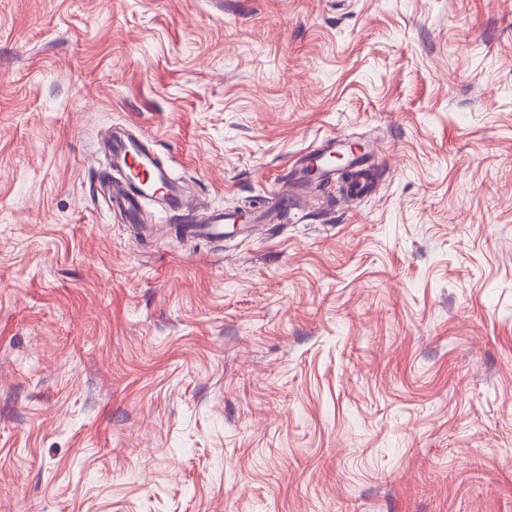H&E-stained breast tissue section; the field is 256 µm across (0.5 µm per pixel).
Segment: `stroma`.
<instances>
[{
    "label": "stroma",
    "instance_id": "1",
    "mask_svg": "<svg viewBox=\"0 0 512 512\" xmlns=\"http://www.w3.org/2000/svg\"><path fill=\"white\" fill-rule=\"evenodd\" d=\"M152 136L248 237L106 202ZM0 512H512V0H0ZM330 144L322 149V150H307L303 155V162L302 164L296 168V171L299 175H301L302 170L306 168V166L309 165L312 159L315 157H319L318 163L320 165V172H321V178H325L326 180H334L332 177L336 176V171L332 170L328 164L325 163L327 160V156L322 155V153H336V150H341L345 148V140L342 137H336L330 139ZM327 150V151H326Z\"/></svg>",
    "mask_w": 512,
    "mask_h": 512
}]
</instances>
